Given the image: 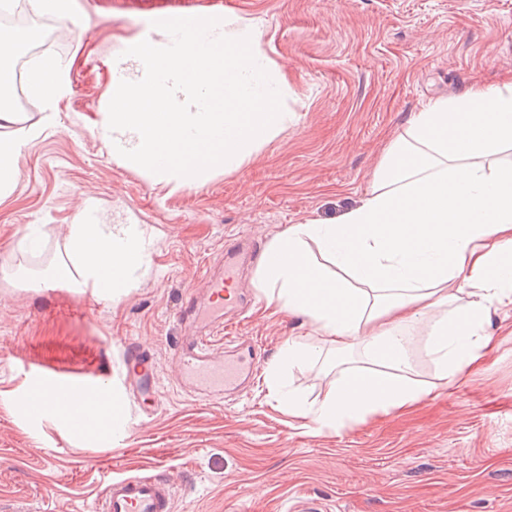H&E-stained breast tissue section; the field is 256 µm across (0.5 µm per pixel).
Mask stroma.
I'll return each instance as SVG.
<instances>
[{"mask_svg": "<svg viewBox=\"0 0 512 512\" xmlns=\"http://www.w3.org/2000/svg\"><path fill=\"white\" fill-rule=\"evenodd\" d=\"M200 16L256 19L261 47L288 83L287 127L245 164L195 186L113 160L97 127L112 91V51L152 32L174 0H78L80 26L57 24L48 55L70 66L57 127L30 140L0 197V512H84L108 476L162 474L174 512H290L305 497L328 512H512V307L493 313L495 343L411 412L316 433L288 416L263 375L282 344L320 341L300 317L272 316L256 268L227 318L251 343L256 379L203 402L180 385L178 320L202 297L205 266L240 234L270 244L288 225L333 223L359 205L383 146L427 100L512 74V0H193ZM104 224L141 225L143 267L114 299L54 282L80 198ZM40 242L31 248L29 225ZM152 356L158 405L127 391L129 344ZM76 381L107 378L123 432L70 433L25 420L15 403L27 368ZM316 399L334 378L323 360L285 371Z\"/></svg>", "mask_w": 512, "mask_h": 512, "instance_id": "35a3bbf8", "label": "stroma"}]
</instances>
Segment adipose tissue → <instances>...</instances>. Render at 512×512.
<instances>
[{
    "label": "adipose tissue",
    "instance_id": "adipose-tissue-1",
    "mask_svg": "<svg viewBox=\"0 0 512 512\" xmlns=\"http://www.w3.org/2000/svg\"><path fill=\"white\" fill-rule=\"evenodd\" d=\"M26 88L43 101L39 125L0 108V195L17 179L31 138L57 126L69 66L47 57ZM56 281L121 290L142 267L148 240L139 225L100 223L82 199ZM259 275L273 313L304 318L326 353H357L337 364L321 398L287 389L280 367L312 359L288 340L267 378L280 405L316 432L406 412L485 358L491 314L512 306V79L431 99L382 154L369 189L335 224H295L272 241ZM425 323L437 383L415 377L408 327Z\"/></svg>",
    "mask_w": 512,
    "mask_h": 512
}]
</instances>
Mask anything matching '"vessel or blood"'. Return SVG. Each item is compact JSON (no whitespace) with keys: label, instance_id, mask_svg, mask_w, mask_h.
I'll return each mask as SVG.
<instances>
[{"label":"vessel or blood","instance_id":"b4317fda","mask_svg":"<svg viewBox=\"0 0 512 512\" xmlns=\"http://www.w3.org/2000/svg\"><path fill=\"white\" fill-rule=\"evenodd\" d=\"M266 249L257 241L241 239L224 248V266L206 272L204 300L188 298L180 314L193 319L199 332L189 339L174 343V355L182 373L185 388L201 397L223 394L249 379L255 363L251 352L229 358L219 347L216 338L222 335L224 322V291L238 287L241 269L246 261L268 260ZM130 370L127 379L138 394L157 400L158 386L152 363L137 346H129ZM34 388L19 397L27 420L36 422L49 416L64 420L71 427L90 422L83 400L81 384L60 380L42 372L31 375ZM173 489L167 480L148 476H122L106 480L99 496L87 512H171Z\"/></svg>","mask_w":512,"mask_h":512}]
</instances>
